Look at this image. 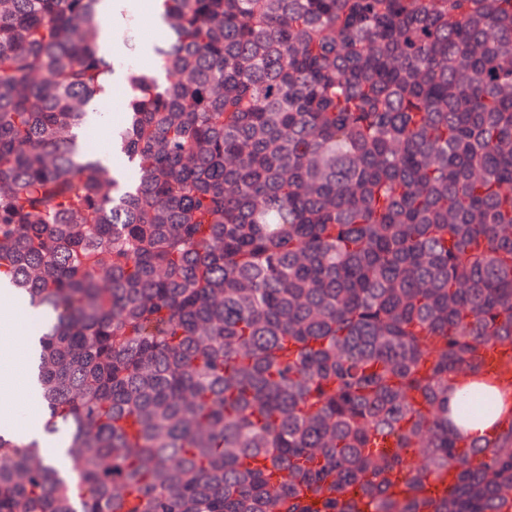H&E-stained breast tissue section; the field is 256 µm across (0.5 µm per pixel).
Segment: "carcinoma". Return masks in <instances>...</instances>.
Masks as SVG:
<instances>
[{"mask_svg":"<svg viewBox=\"0 0 512 512\" xmlns=\"http://www.w3.org/2000/svg\"><path fill=\"white\" fill-rule=\"evenodd\" d=\"M100 3L0 0V512H512V0H163L119 173ZM125 71L120 69L117 76L113 78L106 97L101 102L103 109L111 115L109 125L93 127L86 132V138L90 139L101 151L104 163L112 169V154L108 151L112 147V131L120 127L126 120V92H125ZM91 137V138H90Z\"/></svg>","mask_w":512,"mask_h":512,"instance_id":"cac0c4a2","label":"carcinoma"}]
</instances>
